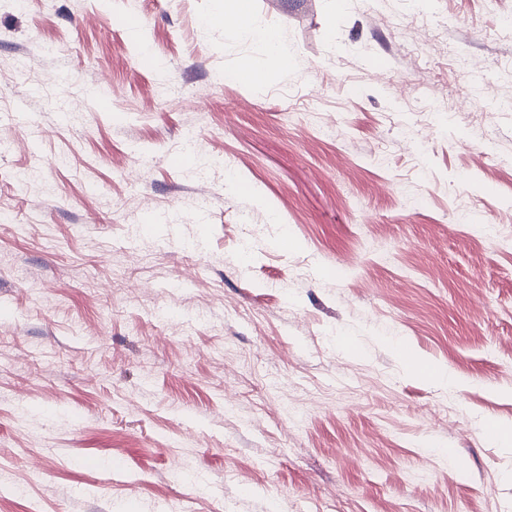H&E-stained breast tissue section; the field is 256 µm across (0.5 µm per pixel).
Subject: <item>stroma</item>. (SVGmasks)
Returning <instances> with one entry per match:
<instances>
[{
    "mask_svg": "<svg viewBox=\"0 0 512 512\" xmlns=\"http://www.w3.org/2000/svg\"><path fill=\"white\" fill-rule=\"evenodd\" d=\"M6 2L0 512H512V0ZM222 8L216 17H234L236 22L232 27L238 35L254 43L263 53L275 59L281 66H288L292 54L280 38L276 29L268 24H257L252 17L251 0H224ZM404 357H408L405 361V368L407 371L411 373H418L419 375L431 380L436 385L444 389H454L458 384V379L456 376L448 371L447 368L437 367L435 365H431V367H427L422 364L419 359L410 357L411 353H403ZM424 367H427V370L424 371Z\"/></svg>",
    "mask_w": 512,
    "mask_h": 512,
    "instance_id": "1",
    "label": "stroma"
}]
</instances>
